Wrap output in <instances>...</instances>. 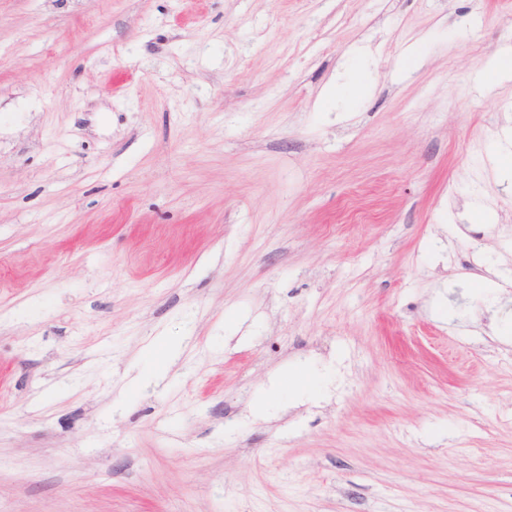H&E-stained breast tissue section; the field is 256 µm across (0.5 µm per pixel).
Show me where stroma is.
I'll use <instances>...</instances> for the list:
<instances>
[{"mask_svg":"<svg viewBox=\"0 0 512 512\" xmlns=\"http://www.w3.org/2000/svg\"><path fill=\"white\" fill-rule=\"evenodd\" d=\"M509 157L512 0H0V512H512Z\"/></svg>","mask_w":512,"mask_h":512,"instance_id":"1","label":"stroma"}]
</instances>
